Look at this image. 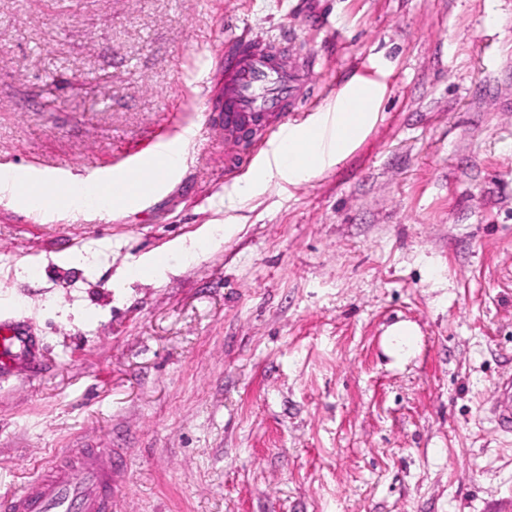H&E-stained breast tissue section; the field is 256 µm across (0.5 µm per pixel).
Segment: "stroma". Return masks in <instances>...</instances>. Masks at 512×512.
I'll use <instances>...</instances> for the list:
<instances>
[{
  "mask_svg": "<svg viewBox=\"0 0 512 512\" xmlns=\"http://www.w3.org/2000/svg\"><path fill=\"white\" fill-rule=\"evenodd\" d=\"M242 32L319 55L290 127L361 84L377 118L238 196L278 138L203 127ZM177 128L181 169L137 205L0 192V318L40 342L0 374V495L108 448L112 512H512L488 413L512 375V0H0V170L87 180ZM418 330L408 323L392 326L384 338V350L395 361L406 360L413 352L415 344L409 345L411 339H416Z\"/></svg>",
  "mask_w": 512,
  "mask_h": 512,
  "instance_id": "1",
  "label": "stroma"
}]
</instances>
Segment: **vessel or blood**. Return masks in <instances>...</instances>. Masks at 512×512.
<instances>
[{"label": "vessel or blood", "instance_id": "b4317fda", "mask_svg": "<svg viewBox=\"0 0 512 512\" xmlns=\"http://www.w3.org/2000/svg\"><path fill=\"white\" fill-rule=\"evenodd\" d=\"M232 52L224 56L219 88L206 91L205 107L214 129L235 134L252 127L255 118L299 111L309 76L319 58L290 60L287 43L230 37ZM147 157L139 156L101 179L103 188L130 193L148 174ZM37 347L16 323L0 319V372L35 361ZM498 422L512 431V379L495 392ZM108 448H74L48 461L19 494L0 496V512H112L117 475Z\"/></svg>", "mask_w": 512, "mask_h": 512}]
</instances>
